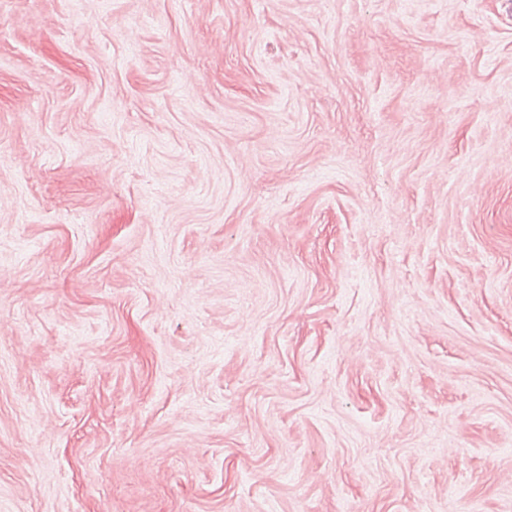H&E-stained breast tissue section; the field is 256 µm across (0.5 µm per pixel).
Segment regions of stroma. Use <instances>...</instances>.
<instances>
[{"instance_id": "1", "label": "stroma", "mask_w": 512, "mask_h": 512, "mask_svg": "<svg viewBox=\"0 0 512 512\" xmlns=\"http://www.w3.org/2000/svg\"><path fill=\"white\" fill-rule=\"evenodd\" d=\"M0 512H512V0H0Z\"/></svg>"}]
</instances>
